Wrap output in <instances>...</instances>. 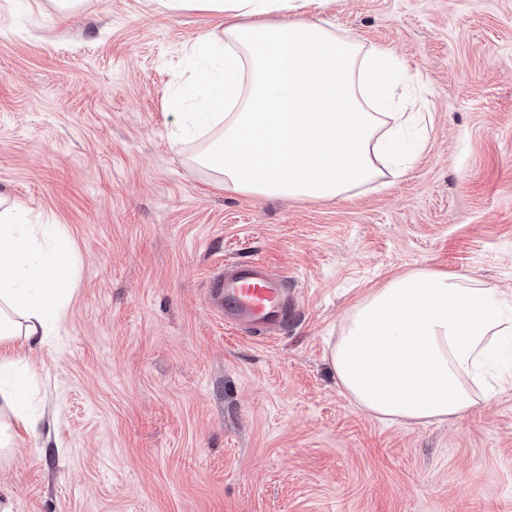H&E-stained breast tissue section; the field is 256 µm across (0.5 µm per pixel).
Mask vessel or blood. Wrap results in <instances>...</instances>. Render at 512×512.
<instances>
[{"label":"vessel or blood","instance_id":"vessel-or-blood-1","mask_svg":"<svg viewBox=\"0 0 512 512\" xmlns=\"http://www.w3.org/2000/svg\"><path fill=\"white\" fill-rule=\"evenodd\" d=\"M211 293L226 322L247 325L255 333L280 327L288 315L283 279L256 259L232 263L213 279Z\"/></svg>","mask_w":512,"mask_h":512}]
</instances>
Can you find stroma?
<instances>
[{"label": "stroma", "mask_w": 512, "mask_h": 512, "mask_svg": "<svg viewBox=\"0 0 512 512\" xmlns=\"http://www.w3.org/2000/svg\"><path fill=\"white\" fill-rule=\"evenodd\" d=\"M415 76L422 149L345 199L225 191L175 154L185 49L217 24L159 0L0 8V192L76 254L27 352L37 438L0 466L15 512H512V387L453 422L357 409L329 365L396 275L512 290V0H326ZM288 279L285 330L226 326L225 264Z\"/></svg>", "instance_id": "obj_1"}]
</instances>
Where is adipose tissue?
<instances>
[{
  "label": "adipose tissue",
  "instance_id": "obj_1",
  "mask_svg": "<svg viewBox=\"0 0 512 512\" xmlns=\"http://www.w3.org/2000/svg\"><path fill=\"white\" fill-rule=\"evenodd\" d=\"M324 0H162L220 20L190 46L198 64L182 98L191 110L170 147L198 141L195 164L225 190L257 197L343 199L412 158L404 132L421 112L395 108L392 52L367 45L302 9ZM0 196V464L39 421L13 377L18 347L35 348L60 323L75 258L56 248L35 259L45 225L22 224ZM512 342V292L415 270L390 279L350 310L330 353L356 408L408 424L460 418L491 399L487 371Z\"/></svg>",
  "mask_w": 512,
  "mask_h": 512
}]
</instances>
